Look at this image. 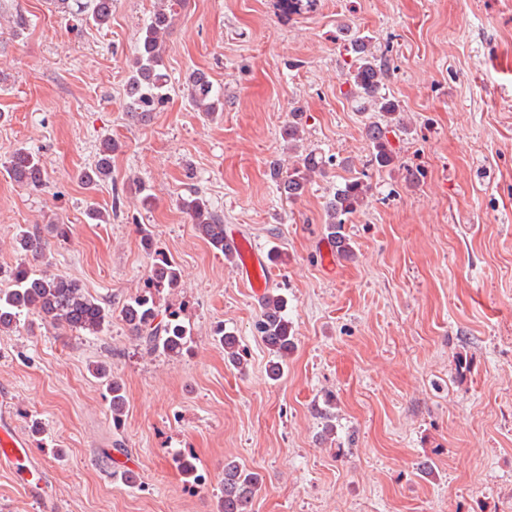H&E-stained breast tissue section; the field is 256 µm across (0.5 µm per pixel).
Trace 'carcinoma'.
<instances>
[{"label":"carcinoma","mask_w":512,"mask_h":512,"mask_svg":"<svg viewBox=\"0 0 512 512\" xmlns=\"http://www.w3.org/2000/svg\"><path fill=\"white\" fill-rule=\"evenodd\" d=\"M113 0H56L63 12L81 17L85 22L98 26L112 18ZM173 3L157 10L141 30L135 47L134 58L126 83V109L136 117H145L161 109L169 99L168 75L164 72L163 36L173 25ZM352 63L346 74L349 85L346 95L365 110L380 113L382 121L368 125L366 135L371 148V162L387 168L394 162L389 135L403 134L407 126L401 122L399 104L386 95L385 81L390 70L384 54L372 49L364 37L348 36ZM188 99L207 118H213L221 109L222 98L213 90L209 77L203 72H193L186 82ZM119 150L118 143L102 140L94 167L82 174L84 185L92 189L99 182L112 176V155ZM336 165V157L308 152L283 173L278 163L269 165L271 178L282 195L289 200L302 196L313 176L326 173ZM4 170L15 183L23 186H40L46 178V165L36 152L19 147L4 161ZM369 186L360 177H352L329 195L325 204V238L336 244L338 254L353 256V248L345 231L346 219L366 202ZM189 215L201 238L228 261L236 258L224 248V217L217 214L209 201L196 193L180 202ZM17 249L25 254L42 251V238L38 230L20 226L15 234ZM148 282L155 291L174 292L180 287L178 266L167 258H160L150 266ZM285 296L270 293L261 301V311L255 330L275 361L269 365V376L276 379L282 371V362L294 349V337L286 309ZM34 312L57 329L98 334L112 321V307L102 299L89 294L82 284L69 276L52 273L48 269L17 266L10 275V284L0 289V332L16 326L23 312ZM119 316L131 331L143 339L149 349L168 356H180L192 342L190 325L176 312H163L156 305L153 295L134 297L125 302ZM224 346L229 361L239 364L243 349L238 338L219 328L214 332ZM93 374L108 385L112 419L120 421L126 407L122 384L112 378L106 367L98 365ZM180 469L187 482L195 487L204 477L191 461L184 459ZM261 488L259 476L231 461L224 464V496L220 512H250L252 501Z\"/></svg>","instance_id":"obj_1"}]
</instances>
